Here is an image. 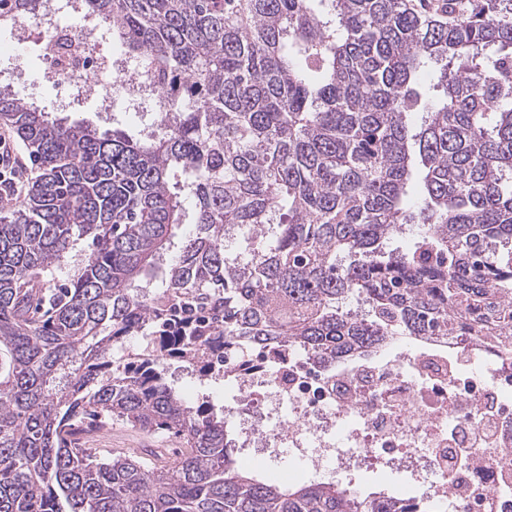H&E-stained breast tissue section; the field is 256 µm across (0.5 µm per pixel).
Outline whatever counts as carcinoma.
Returning <instances> with one entry per match:
<instances>
[{
    "label": "carcinoma",
    "instance_id": "cac0c4a2",
    "mask_svg": "<svg viewBox=\"0 0 512 512\" xmlns=\"http://www.w3.org/2000/svg\"><path fill=\"white\" fill-rule=\"evenodd\" d=\"M39 2L0 0V29ZM83 8L150 72L156 131L101 133L0 86V123L39 170L0 204V512H431V497L245 472L224 408L182 398L164 356L204 370L220 336L330 368L389 336L454 331L512 356V0ZM425 69L433 99L415 87ZM188 199L195 230L149 295ZM408 224L414 247L385 250ZM245 226L242 260L224 242ZM349 296L368 317L338 305ZM138 334L147 345L113 360ZM88 416L171 430L185 450L96 459L73 446Z\"/></svg>",
    "mask_w": 512,
    "mask_h": 512
}]
</instances>
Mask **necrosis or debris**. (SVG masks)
Here are the masks:
<instances>
[{
    "label": "necrosis or debris",
    "mask_w": 512,
    "mask_h": 512,
    "mask_svg": "<svg viewBox=\"0 0 512 512\" xmlns=\"http://www.w3.org/2000/svg\"><path fill=\"white\" fill-rule=\"evenodd\" d=\"M36 26L45 79L75 86L76 97H96L108 112L151 88L144 70L103 52L102 29L80 0H44L41 17L20 19L0 39V53L17 54ZM209 369L235 393L224 410L241 447L288 445L315 474L374 459L406 472L448 512H512V480L500 470L512 448V359L469 337L427 336L335 370L292 346L281 360L259 348L220 349Z\"/></svg>",
    "instance_id": "4bbe7bcc"
}]
</instances>
